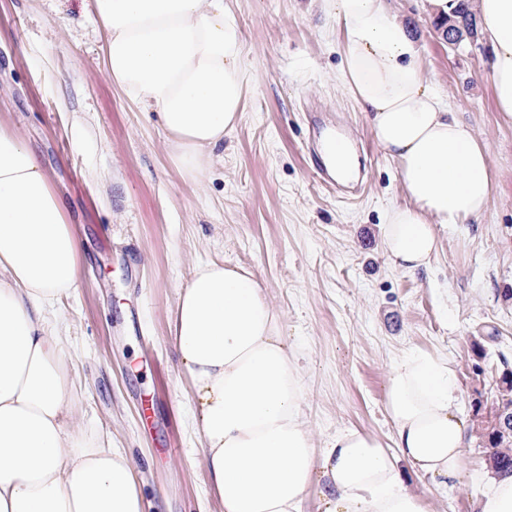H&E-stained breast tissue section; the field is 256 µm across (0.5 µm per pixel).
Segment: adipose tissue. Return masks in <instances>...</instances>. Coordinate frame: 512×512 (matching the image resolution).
<instances>
[{"label": "adipose tissue", "mask_w": 512, "mask_h": 512, "mask_svg": "<svg viewBox=\"0 0 512 512\" xmlns=\"http://www.w3.org/2000/svg\"><path fill=\"white\" fill-rule=\"evenodd\" d=\"M339 26L341 81L398 163L404 203L382 230L390 261L427 266L437 230L480 217L495 190L486 149L424 80L415 41L389 0H324ZM105 71L155 108L188 172L208 164L245 107L248 70L230 0H90ZM491 48L489 80L512 123V0H476ZM80 240L38 157L0 125V512H142L121 454L77 446L69 431L64 336L51 317L79 280ZM173 345L197 408L208 478L224 512H427L399 461L439 484L459 480L468 424L451 361L398 359L384 408L391 444L344 429L315 448L304 386L256 276L198 265L179 289Z\"/></svg>", "instance_id": "ef3b65f1"}]
</instances>
